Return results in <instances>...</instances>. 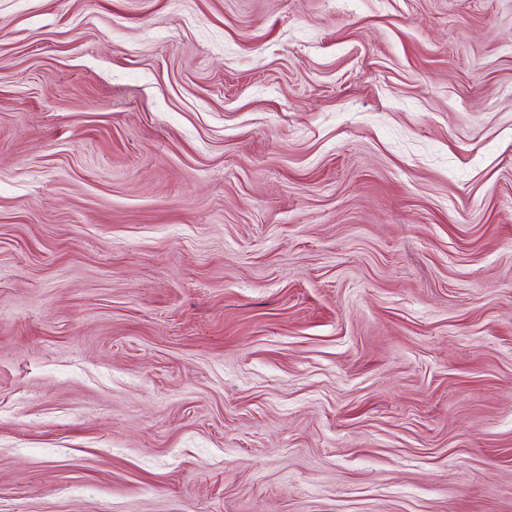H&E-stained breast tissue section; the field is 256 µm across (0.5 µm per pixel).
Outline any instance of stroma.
I'll return each mask as SVG.
<instances>
[{
	"label": "stroma",
	"instance_id": "obj_1",
	"mask_svg": "<svg viewBox=\"0 0 512 512\" xmlns=\"http://www.w3.org/2000/svg\"><path fill=\"white\" fill-rule=\"evenodd\" d=\"M0 512H512V0H0Z\"/></svg>",
	"mask_w": 512,
	"mask_h": 512
}]
</instances>
